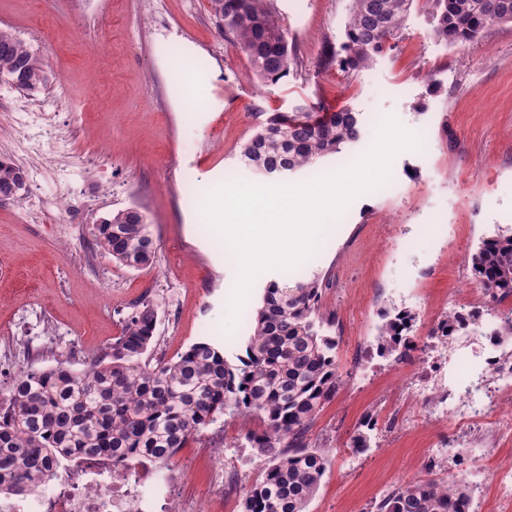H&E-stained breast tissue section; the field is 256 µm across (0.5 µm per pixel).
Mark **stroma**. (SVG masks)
Returning a JSON list of instances; mask_svg holds the SVG:
<instances>
[{
  "instance_id": "35a3bbf8",
  "label": "stroma",
  "mask_w": 512,
  "mask_h": 512,
  "mask_svg": "<svg viewBox=\"0 0 512 512\" xmlns=\"http://www.w3.org/2000/svg\"><path fill=\"white\" fill-rule=\"evenodd\" d=\"M297 46L288 77L262 83L210 15L208 0H0L8 28L42 56L52 82L35 94L0 79V159L27 174V188L0 202V390L20 368L66 362L79 368L112 356V344L137 305L158 319L152 359L177 358L210 339L228 362L245 353L250 313L273 280L318 279L320 306L334 322L342 376L335 397L311 422L310 445L329 452L308 512H376L407 482L446 473L433 449L456 441L453 424L412 406L413 425L387 433L385 398L395 396L411 363L357 348L376 344L382 310L415 315L417 344L441 314L480 302L468 287L480 242L512 227V25L450 45L431 37L418 0L393 51L349 70L324 64L339 48L351 0H270ZM191 56L183 72L177 59ZM311 106L359 112L363 137L314 170L342 168L371 146L389 115L424 130L418 151L399 154L382 189L357 197L330 221L318 252L296 269L269 270L254 282L234 332L222 322L238 268L219 234L201 229L206 195L235 178L264 184L240 161L242 145L275 112ZM139 207L158 243L152 265L128 268L97 243L96 222ZM376 425L369 448L352 446L360 423ZM259 415L223 416L201 428L170 465L173 500L204 492L206 512H242L263 466L246 435ZM223 443V497L208 496L215 470L204 445ZM512 458V436L494 441L471 469L483 486L474 512H495L492 474Z\"/></svg>"
}]
</instances>
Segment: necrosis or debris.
Instances as JSON below:
<instances>
[{
	"label": "necrosis or debris",
	"mask_w": 512,
	"mask_h": 512,
	"mask_svg": "<svg viewBox=\"0 0 512 512\" xmlns=\"http://www.w3.org/2000/svg\"><path fill=\"white\" fill-rule=\"evenodd\" d=\"M499 324L493 312L473 323V343L483 351L477 361L464 353L449 357L447 337H433L419 355L420 367L405 382L406 398L431 401L432 416L442 422L454 419L457 400H464L468 416L459 424L448 466L465 484L470 472L461 467V458L480 459L487 451V438L512 435V412L492 410L495 400L512 396V351L496 334ZM170 493L166 473L153 460L120 471L111 457H79L66 471L54 472L45 494L0 499V512H156L158 499Z\"/></svg>",
	"instance_id": "1"
}]
</instances>
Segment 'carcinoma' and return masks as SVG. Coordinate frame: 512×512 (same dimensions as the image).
I'll return each instance as SVG.
<instances>
[{
    "instance_id": "1",
    "label": "carcinoma",
    "mask_w": 512,
    "mask_h": 512,
    "mask_svg": "<svg viewBox=\"0 0 512 512\" xmlns=\"http://www.w3.org/2000/svg\"><path fill=\"white\" fill-rule=\"evenodd\" d=\"M415 0H351L340 64L358 70L395 46ZM432 36L446 44L477 41L495 24H512V0H426ZM224 36L247 57L253 74L276 84L296 61L293 41L268 0H210ZM23 63L21 82L34 91L50 82L43 59L8 30H0V77ZM362 137V119L348 108L333 113L275 112L242 147L240 161L280 177L342 151ZM97 242L112 260L139 268L157 252L147 217L130 206L110 215ZM469 287L491 303L512 297V229L483 240L471 255ZM319 282H270L239 364L213 343L191 345L175 360L147 358L157 306L150 301L129 317L112 344V359L91 373L64 364L28 370L0 392V493L25 497L42 489L60 459L112 456L131 466L151 457L169 465L200 428L229 415L261 414L266 428L247 434L266 461L246 492L243 512H307L328 464V453L305 440L308 427L336 395V337L320 310ZM378 343L395 350L394 336L410 332L413 314L386 309ZM468 486L452 477L409 482L377 512H471Z\"/></svg>"
}]
</instances>
